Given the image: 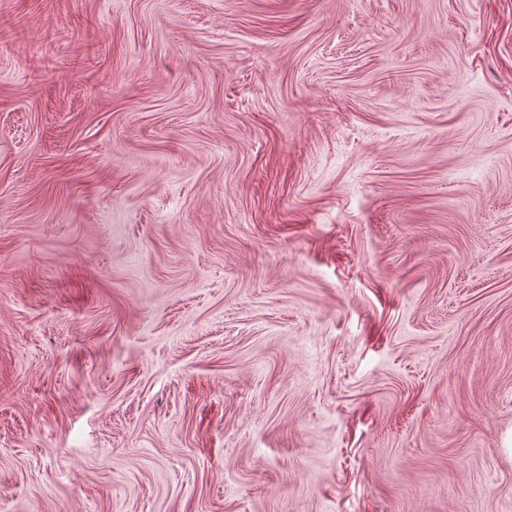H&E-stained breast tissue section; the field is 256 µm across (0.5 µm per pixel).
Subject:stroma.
I'll return each instance as SVG.
<instances>
[{
    "mask_svg": "<svg viewBox=\"0 0 512 512\" xmlns=\"http://www.w3.org/2000/svg\"><path fill=\"white\" fill-rule=\"evenodd\" d=\"M512 0H0V512H512Z\"/></svg>",
    "mask_w": 512,
    "mask_h": 512,
    "instance_id": "obj_1",
    "label": "stroma"
}]
</instances>
